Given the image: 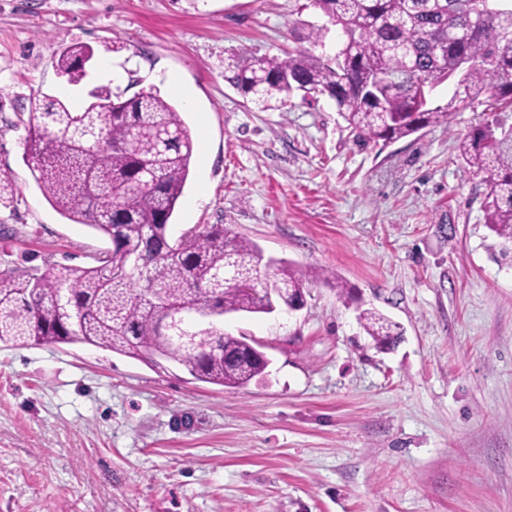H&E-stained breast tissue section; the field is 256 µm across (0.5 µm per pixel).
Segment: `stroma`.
Wrapping results in <instances>:
<instances>
[{
    "instance_id": "1",
    "label": "stroma",
    "mask_w": 512,
    "mask_h": 512,
    "mask_svg": "<svg viewBox=\"0 0 512 512\" xmlns=\"http://www.w3.org/2000/svg\"><path fill=\"white\" fill-rule=\"evenodd\" d=\"M309 0H0V252L92 265L108 238L62 216L23 155L29 101L158 91L195 141L169 232L221 224L307 274L303 306L229 314L270 364L242 389L85 344H0V512H512V242L484 222L464 109L363 143L326 96L260 111L229 58L307 47ZM93 50L85 76L56 67ZM191 87L193 106L153 76ZM400 325L376 348L359 315ZM90 48L82 44H72L63 49L57 61L59 71L66 75L75 73L80 62L89 54Z\"/></svg>"
}]
</instances>
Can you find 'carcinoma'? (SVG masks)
<instances>
[{
  "label": "carcinoma",
  "instance_id": "obj_1",
  "mask_svg": "<svg viewBox=\"0 0 512 512\" xmlns=\"http://www.w3.org/2000/svg\"><path fill=\"white\" fill-rule=\"evenodd\" d=\"M345 39L335 58L300 48L285 56H239L228 80L265 111L328 95L365 142L385 144L448 122L460 106L491 119L458 144L466 172L484 186L485 224L512 241V2L311 0ZM90 48L72 44L57 61L75 73ZM453 85L430 106L431 90ZM74 109L54 96L30 101L24 158L50 204L107 237L95 265L0 269V344H86L152 367L172 363L198 382L240 388L267 365L245 336L224 333V315L272 313L304 303L306 279L283 264L262 266L258 245L211 225L174 241L168 226L187 183L194 140L181 113L153 92L124 98L98 88ZM0 172V206L14 203ZM384 349L396 325L363 313Z\"/></svg>",
  "mask_w": 512,
  "mask_h": 512
}]
</instances>
